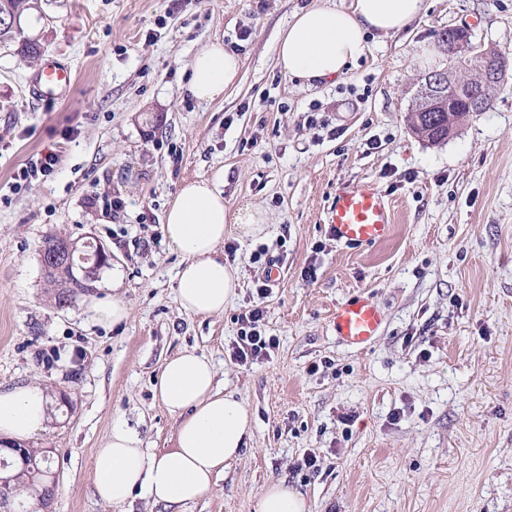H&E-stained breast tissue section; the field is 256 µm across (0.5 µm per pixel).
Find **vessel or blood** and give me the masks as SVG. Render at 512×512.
<instances>
[{
    "label": "vessel or blood",
    "instance_id": "b4317fda",
    "mask_svg": "<svg viewBox=\"0 0 512 512\" xmlns=\"http://www.w3.org/2000/svg\"><path fill=\"white\" fill-rule=\"evenodd\" d=\"M74 82L72 68L50 56L44 59L31 80L35 98L64 99ZM332 237L346 247L372 246L386 240L393 224V212L376 185L370 181L340 187L327 211ZM384 321L381 308L367 296L338 305L333 313L336 333L343 343L361 347L376 339Z\"/></svg>",
    "mask_w": 512,
    "mask_h": 512
}]
</instances>
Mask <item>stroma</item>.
Segmentation results:
<instances>
[{"label": "stroma", "instance_id": "stroma-1", "mask_svg": "<svg viewBox=\"0 0 512 512\" xmlns=\"http://www.w3.org/2000/svg\"><path fill=\"white\" fill-rule=\"evenodd\" d=\"M324 0H38L22 37L69 63L59 103L29 92L37 65L0 44V392L36 384L50 399L28 446L51 451L54 512H255L284 480L307 512H512V0H425L397 33H371L339 78L308 84L276 65L299 9ZM465 27L508 67L490 107L431 144L407 114L421 79L449 67L438 36ZM242 67L221 100L186 90L212 41ZM324 127H310L309 115ZM54 174L22 189L31 157ZM370 179L391 206L390 237L340 245L324 216L337 189ZM216 180L224 203L268 215L264 232L228 241L240 285L223 313L181 309L183 262L164 214L185 183ZM121 198L114 215L103 202ZM99 240L112 254L92 290L65 305L46 281L45 239ZM279 270L265 329L275 345L231 356L237 318ZM373 297L385 320L361 349L332 313ZM122 298L127 318L99 326L91 302ZM192 350L222 392L254 416L247 445L210 492L169 510L144 494L117 508L95 494L93 454L114 420L143 448L173 446L178 418L155 395L163 364ZM316 468L302 467L305 454ZM58 164V156L53 152L41 153L32 157L17 173L16 184L20 188L32 181L43 180L54 173Z\"/></svg>", "mask_w": 512, "mask_h": 512}]
</instances>
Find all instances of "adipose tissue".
Returning <instances> with one entry per match:
<instances>
[{
	"mask_svg": "<svg viewBox=\"0 0 512 512\" xmlns=\"http://www.w3.org/2000/svg\"><path fill=\"white\" fill-rule=\"evenodd\" d=\"M423 0H352L350 7L310 6L295 12L281 32L277 65L291 77L328 81L343 75L360 58L370 32L407 27L422 11ZM241 60L221 41L192 59L186 89L196 100L222 98L238 77ZM267 217L259 209L230 210L217 182L185 183L171 201L163 231L183 257L177 273L181 307L195 315L223 312L236 293L239 274L219 247L229 228L248 238L261 234ZM216 372L205 356L185 351L169 359L155 388L170 413L179 418L174 446L162 453L143 448L126 424H113L95 452L94 486L99 498L124 505L135 492L168 506L203 497L217 476L238 458L251 435L253 418L234 394L220 392ZM48 397L36 385L0 392V436L24 440L43 429Z\"/></svg>",
	"mask_w": 512,
	"mask_h": 512,
	"instance_id": "adipose-tissue-1",
	"label": "adipose tissue"
}]
</instances>
